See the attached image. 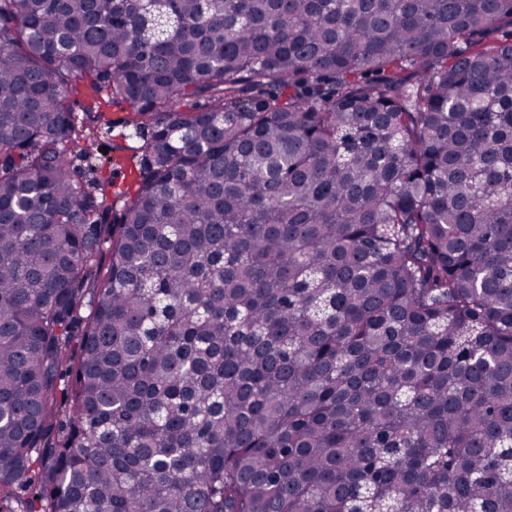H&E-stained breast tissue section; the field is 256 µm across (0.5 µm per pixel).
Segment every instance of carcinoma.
Listing matches in <instances>:
<instances>
[{
  "label": "carcinoma",
  "instance_id": "cac0c4a2",
  "mask_svg": "<svg viewBox=\"0 0 512 512\" xmlns=\"http://www.w3.org/2000/svg\"><path fill=\"white\" fill-rule=\"evenodd\" d=\"M0 512H512V0H0ZM103 97L107 101V104L103 103V109L106 111L107 117L115 122L114 125L107 134L101 137L98 145L90 147L88 155L81 151L82 142L79 145H73L71 151L75 165L81 164L87 167L88 162L84 157L87 156L96 169L94 176L113 182L112 194L114 200L115 197L119 200L116 204V207L119 208L122 205L120 201L128 198L135 191L138 164L136 163L137 158L134 156L139 154L142 141L129 136L133 133L132 127H125V122L130 116V108L126 104H113L105 95ZM102 147H105V150H102ZM116 147L121 150H115ZM113 155L118 156L121 169L112 165Z\"/></svg>",
  "mask_w": 512,
  "mask_h": 512
}]
</instances>
